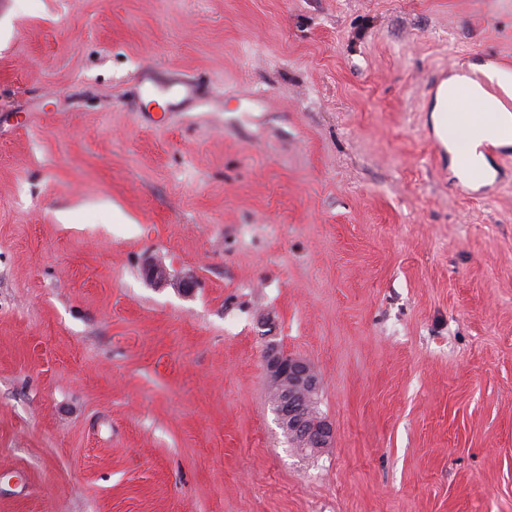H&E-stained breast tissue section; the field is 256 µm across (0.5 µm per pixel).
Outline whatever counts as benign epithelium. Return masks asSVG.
<instances>
[{
	"label": "benign epithelium",
	"mask_w": 512,
	"mask_h": 512,
	"mask_svg": "<svg viewBox=\"0 0 512 512\" xmlns=\"http://www.w3.org/2000/svg\"><path fill=\"white\" fill-rule=\"evenodd\" d=\"M146 278L165 284L170 273L163 265L149 262L144 267ZM265 367L270 389L275 393V415L288 435L315 449L329 446L333 429L316 408L319 384L311 366L302 358L286 354L271 344L265 351Z\"/></svg>",
	"instance_id": "1"
}]
</instances>
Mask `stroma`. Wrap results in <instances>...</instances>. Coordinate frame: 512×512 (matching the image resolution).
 Masks as SVG:
<instances>
[{
    "label": "stroma",
    "mask_w": 512,
    "mask_h": 512,
    "mask_svg": "<svg viewBox=\"0 0 512 512\" xmlns=\"http://www.w3.org/2000/svg\"><path fill=\"white\" fill-rule=\"evenodd\" d=\"M508 46L512 0H0V512H512V165L454 186L428 87ZM265 367L270 389L275 393L274 411L278 424L288 431L289 436L311 448H327L333 429L316 408L319 384L311 366L302 358L285 354L271 344L265 351Z\"/></svg>",
    "instance_id": "35a3bbf8"
}]
</instances>
